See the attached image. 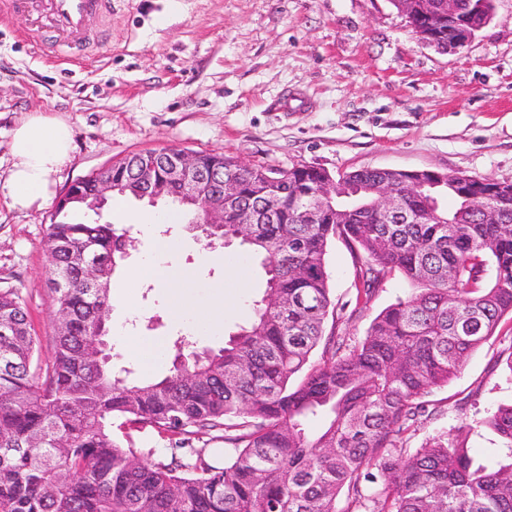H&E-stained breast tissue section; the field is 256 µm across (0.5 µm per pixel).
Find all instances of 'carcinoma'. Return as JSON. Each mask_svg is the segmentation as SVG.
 Instances as JSON below:
<instances>
[{
  "label": "carcinoma",
  "instance_id": "1",
  "mask_svg": "<svg viewBox=\"0 0 512 512\" xmlns=\"http://www.w3.org/2000/svg\"><path fill=\"white\" fill-rule=\"evenodd\" d=\"M168 156L133 153L114 177L129 184L148 160L163 175ZM319 177L305 165L242 171L237 205L277 207L246 242L262 260L263 295L219 350L186 354L178 341L169 374L153 382L120 377L97 357L108 261L124 255V233L76 219L93 210L88 201L54 207L47 284L61 322L51 363L34 360L38 337L19 293L0 290V512H512V462H477L464 427L407 448L428 412L423 398L512 314V211L483 223L498 198L450 176L420 202L397 184L400 223L373 208L354 218L379 179L362 169L346 174L320 223L306 224ZM336 237L358 263L357 303L392 273L409 285L352 347L325 333L336 318L326 264ZM88 258L101 288L81 278ZM116 420L168 436V456L151 461L123 445ZM483 424L512 446V404ZM212 431L223 432L218 459L193 445Z\"/></svg>",
  "mask_w": 512,
  "mask_h": 512
}]
</instances>
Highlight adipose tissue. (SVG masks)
<instances>
[{"instance_id":"1","label":"adipose tissue","mask_w":512,"mask_h":512,"mask_svg":"<svg viewBox=\"0 0 512 512\" xmlns=\"http://www.w3.org/2000/svg\"><path fill=\"white\" fill-rule=\"evenodd\" d=\"M72 150L73 132L65 118L36 112L22 119L13 130L14 163L4 184L10 207L45 205L54 177L70 162Z\"/></svg>"}]
</instances>
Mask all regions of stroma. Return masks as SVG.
<instances>
[{"label": "stroma", "mask_w": 512, "mask_h": 512, "mask_svg": "<svg viewBox=\"0 0 512 512\" xmlns=\"http://www.w3.org/2000/svg\"><path fill=\"white\" fill-rule=\"evenodd\" d=\"M490 23L465 48L443 53L422 44L389 0H113L110 35L89 57L50 60L28 20L0 23V185L13 164L12 132L33 112L64 117L73 129L70 163L54 195L128 154L175 146L260 165L296 163L339 174L365 168L430 169L512 181V0H493ZM126 216L106 203L99 222L124 229L127 258L111 283V363L136 378L167 374L177 339L217 350L253 317L265 274L246 246L208 245L185 222L144 230L131 216L151 211L126 199ZM52 205L16 209L0 195V289H16L51 361L56 317L46 284L45 241ZM178 250L169 265L192 274L196 291L223 284L229 257L245 261L247 286L225 308L219 331L189 334L172 296L144 280L137 306L121 301L130 268L156 256L161 241ZM213 260L203 265L202 252ZM336 322L359 342L374 317L408 285L390 276L365 304L356 302L355 258L341 240L328 249ZM130 336L163 342L149 367L127 348ZM512 318L472 353L447 386L427 395L409 445L471 424L468 447L488 467L512 448L484 419L512 403Z\"/></svg>", "instance_id": "obj_1"}]
</instances>
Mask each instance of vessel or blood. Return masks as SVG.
<instances>
[{
    "instance_id": "b4317fda",
    "label": "vessel or blood",
    "mask_w": 512,
    "mask_h": 512,
    "mask_svg": "<svg viewBox=\"0 0 512 512\" xmlns=\"http://www.w3.org/2000/svg\"><path fill=\"white\" fill-rule=\"evenodd\" d=\"M0 10L27 16L53 58L75 60L111 16L112 0H0Z\"/></svg>"
}]
</instances>
